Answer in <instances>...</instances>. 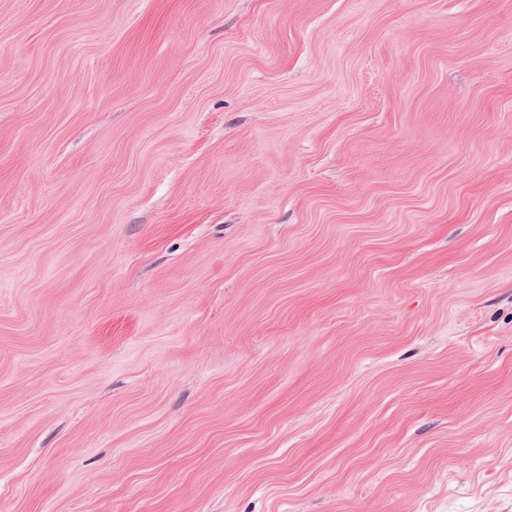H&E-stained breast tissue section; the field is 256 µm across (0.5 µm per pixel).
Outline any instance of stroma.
Listing matches in <instances>:
<instances>
[{"label":"stroma","instance_id":"1","mask_svg":"<svg viewBox=\"0 0 512 512\" xmlns=\"http://www.w3.org/2000/svg\"><path fill=\"white\" fill-rule=\"evenodd\" d=\"M0 512H512V0H0Z\"/></svg>","mask_w":512,"mask_h":512}]
</instances>
